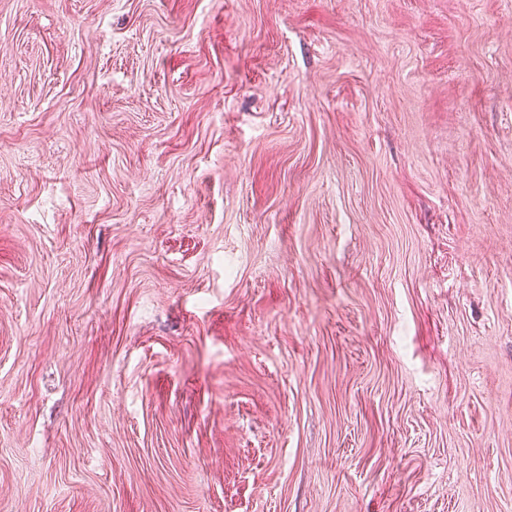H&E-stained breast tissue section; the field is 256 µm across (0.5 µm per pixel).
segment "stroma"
Returning <instances> with one entry per match:
<instances>
[{
	"instance_id": "35a3bbf8",
	"label": "stroma",
	"mask_w": 512,
	"mask_h": 512,
	"mask_svg": "<svg viewBox=\"0 0 512 512\" xmlns=\"http://www.w3.org/2000/svg\"><path fill=\"white\" fill-rule=\"evenodd\" d=\"M0 512H512V0H0Z\"/></svg>"
}]
</instances>
